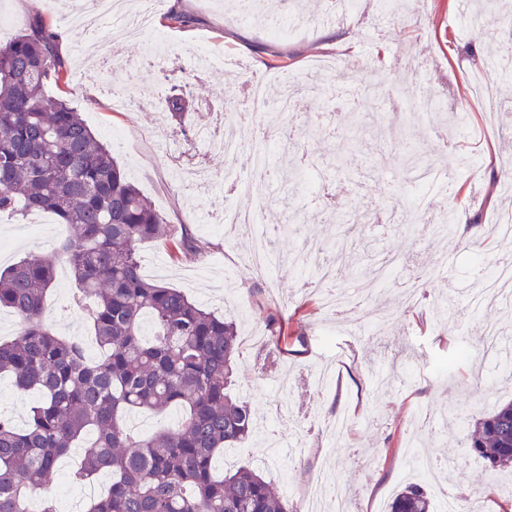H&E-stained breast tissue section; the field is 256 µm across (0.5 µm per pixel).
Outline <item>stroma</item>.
<instances>
[{
    "label": "stroma",
    "instance_id": "1",
    "mask_svg": "<svg viewBox=\"0 0 512 512\" xmlns=\"http://www.w3.org/2000/svg\"><path fill=\"white\" fill-rule=\"evenodd\" d=\"M233 0H160L154 25L167 42V62L139 61L140 47L125 43L118 58L98 79L84 81L74 49L108 36L113 20L91 32L53 19L62 34L72 77L67 85H48L81 112L96 138L107 145L128 180L148 197L167 222L168 238L141 243L142 262L164 268V283L195 300L212 295L208 308L236 321L243 352L232 392L261 416L287 401L292 421L273 419L252 440L230 449L231 467L260 470L267 480L301 504L325 469L339 473L356 498L357 512H387L393 494L410 482L425 483L421 458L406 444L424 417L447 418L437 426L427 453L439 462L455 459L445 484L431 485L434 502L446 492L462 495L479 512H512V473L485 475V463L470 451L475 422L499 400L512 399V384L499 382L493 362L484 360L480 329L497 322L501 337L512 339V306L484 302L482 312L461 303L449 312L447 297L480 293L501 256L512 255V239L500 237L494 220L512 209V77L490 66L502 60L497 22L485 34L472 31L469 18L456 17L455 0H422L398 16L354 8L336 0H306L305 18L295 21L284 7L277 25L238 22ZM189 17L182 26L169 13ZM208 43L231 60L236 78L222 69L197 77L192 51ZM338 61L346 82L327 80L326 90L311 88L307 65ZM264 82L268 99L293 90V112L280 120L273 110L259 112V124L276 126L277 141L309 182L294 186L295 209L314 214L306 224H286L279 193L244 199L212 187L196 195L185 188L167 160L171 145L203 156L211 175L224 170V154L203 144L188 145L187 132L203 113L220 104L250 110L249 90ZM135 84L163 99L184 94L192 103L184 119L158 128L152 109L113 111L105 87L121 91ZM405 86L420 98L441 91L446 127L429 112L401 107L392 90ZM364 113L372 138L358 142L355 113ZM427 153L447 174L446 189H431L422 211L419 191L406 160ZM261 211L266 224L286 230L268 246L276 262L264 272L248 264L253 239L246 231L225 237L213 218L225 208ZM479 215L480 221L445 240L426 236L425 221L446 211ZM44 234L34 238L30 220L0 215V268L26 252H55L68 225L43 214ZM198 239L199 254L175 253L182 235ZM321 241L324 261H337L330 281L336 293L355 301L351 325L338 323L314 301L305 280L312 261L307 240ZM377 293L388 316L380 326L364 320L360 294ZM72 279L56 280L47 299L50 321L60 334L90 342L85 318L72 307ZM286 329L279 342L268 339V317ZM349 427L341 438L324 430L336 415Z\"/></svg>",
    "mask_w": 512,
    "mask_h": 512
}]
</instances>
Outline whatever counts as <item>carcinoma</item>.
Listing matches in <instances>:
<instances>
[{
	"label": "carcinoma",
	"instance_id": "obj_1",
	"mask_svg": "<svg viewBox=\"0 0 512 512\" xmlns=\"http://www.w3.org/2000/svg\"><path fill=\"white\" fill-rule=\"evenodd\" d=\"M60 39L38 9L0 44V213L48 212L72 227L54 255L30 253L0 271V308L19 317L17 336L0 341V376L37 395L26 428L0 415V512H27L29 496L82 444L71 480L112 476L110 492L86 512H290L259 471L214 467L258 429L251 407L231 393L240 336L233 322L143 274L139 244L166 237L164 218L80 112L45 94L70 76ZM186 106L182 95L161 103L176 119ZM60 258L93 299L94 360L45 319ZM170 408L180 411L177 422L150 436L125 423L133 411ZM469 448L491 473L512 469V400L475 422ZM389 512H434V504L410 484Z\"/></svg>",
	"mask_w": 512,
	"mask_h": 512
}]
</instances>
